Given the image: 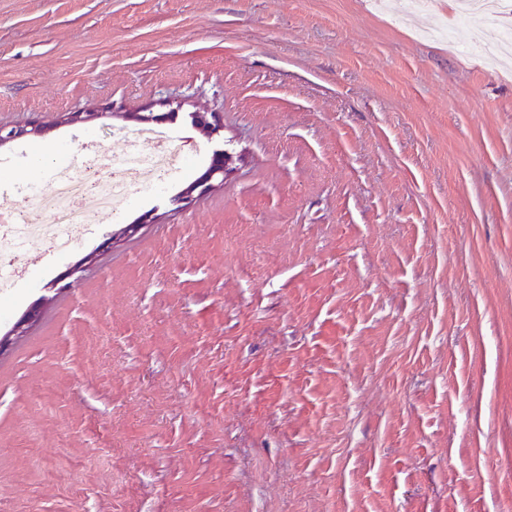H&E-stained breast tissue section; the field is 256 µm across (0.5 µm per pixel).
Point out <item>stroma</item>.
<instances>
[{
  "instance_id": "35a3bbf8",
  "label": "stroma",
  "mask_w": 512,
  "mask_h": 512,
  "mask_svg": "<svg viewBox=\"0 0 512 512\" xmlns=\"http://www.w3.org/2000/svg\"><path fill=\"white\" fill-rule=\"evenodd\" d=\"M459 8L0 0V126L46 127L0 148V202L85 143L122 158L161 99L189 152L0 308L2 335L41 305L0 354V512L512 506V16ZM233 157L224 153H216L209 169L194 182L183 189L178 200L185 205H190L204 196L213 186V181L221 183L233 171ZM39 317V308L34 305L25 311L21 317L13 324L12 328L1 336L0 339V352L5 351L11 344L13 337L23 336L30 326L37 321Z\"/></svg>"
}]
</instances>
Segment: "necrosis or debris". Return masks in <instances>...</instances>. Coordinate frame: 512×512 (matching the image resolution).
Listing matches in <instances>:
<instances>
[{"label": "necrosis or debris", "mask_w": 512, "mask_h": 512, "mask_svg": "<svg viewBox=\"0 0 512 512\" xmlns=\"http://www.w3.org/2000/svg\"><path fill=\"white\" fill-rule=\"evenodd\" d=\"M145 140L151 150L141 149ZM184 160L170 137L151 129L133 134L119 160H103L84 146L77 164L54 171L58 197L31 191L0 214V299L9 298L26 274L30 251H69L94 225L112 222L130 197L176 175Z\"/></svg>", "instance_id": "obj_1"}]
</instances>
